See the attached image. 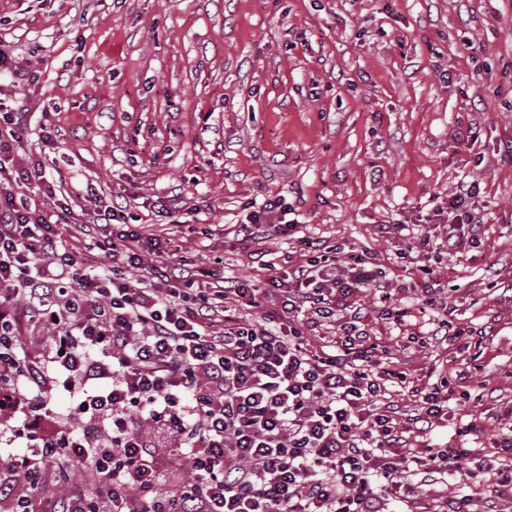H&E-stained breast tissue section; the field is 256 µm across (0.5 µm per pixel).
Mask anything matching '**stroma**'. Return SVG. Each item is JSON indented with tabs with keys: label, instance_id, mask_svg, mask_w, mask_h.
<instances>
[{
	"label": "stroma",
	"instance_id": "obj_1",
	"mask_svg": "<svg viewBox=\"0 0 512 512\" xmlns=\"http://www.w3.org/2000/svg\"><path fill=\"white\" fill-rule=\"evenodd\" d=\"M0 44L19 75L0 104L25 101L32 127L15 157H64L63 190L93 184L131 199L171 262L214 279L267 282L313 246L345 244L388 285L391 304L423 309L422 284L450 309L447 337L409 342L374 289L363 323L406 372L393 393L401 452L424 440L491 448L461 421L512 424V0H0ZM478 184V234L420 247L384 224L432 223L459 183ZM196 211L170 224L154 206ZM271 196L301 236L243 241L248 207ZM465 330L459 351L449 334ZM447 381L441 427L412 422L428 384Z\"/></svg>",
	"mask_w": 512,
	"mask_h": 512
}]
</instances>
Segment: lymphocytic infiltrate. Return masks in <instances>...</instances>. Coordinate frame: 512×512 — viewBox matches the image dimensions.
<instances>
[{"label": "lymphocytic infiltrate", "instance_id": "obj_1", "mask_svg": "<svg viewBox=\"0 0 512 512\" xmlns=\"http://www.w3.org/2000/svg\"><path fill=\"white\" fill-rule=\"evenodd\" d=\"M29 130L24 101L0 113V414L29 447L0 467L11 512H35L49 470L67 486L54 512H386L384 487L410 505L464 469L512 500V426L493 429L497 456L400 452L378 345L349 303L377 275L358 262L337 273L344 246L263 288L197 289L205 270L161 261L159 239L127 223V202L88 190L83 219L41 160L16 166ZM288 213L268 199L239 232L298 231ZM33 324L47 361L22 352ZM326 325L332 344L312 346ZM49 362L71 400L65 417L29 393ZM162 443L191 451L171 494L158 491ZM79 471L89 486L74 491Z\"/></svg>", "mask_w": 512, "mask_h": 512}]
</instances>
